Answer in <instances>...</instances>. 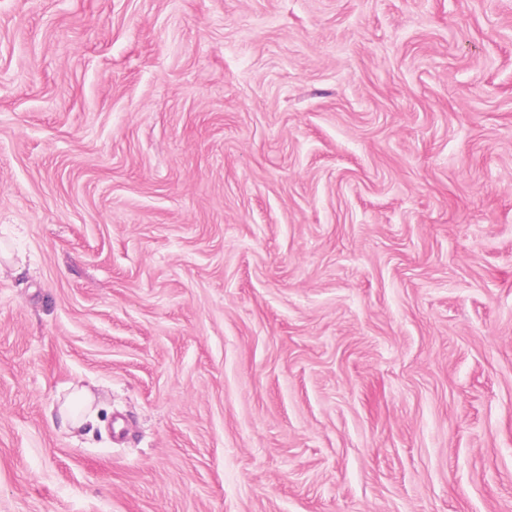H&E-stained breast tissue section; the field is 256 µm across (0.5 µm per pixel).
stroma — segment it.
<instances>
[{"label":"stroma","instance_id":"1","mask_svg":"<svg viewBox=\"0 0 512 512\" xmlns=\"http://www.w3.org/2000/svg\"><path fill=\"white\" fill-rule=\"evenodd\" d=\"M0 244V512H512V0H0ZM93 402L94 397L89 389L82 387L72 391L59 406L62 424L72 427L82 426L86 421L82 413L88 411Z\"/></svg>","mask_w":512,"mask_h":512}]
</instances>
